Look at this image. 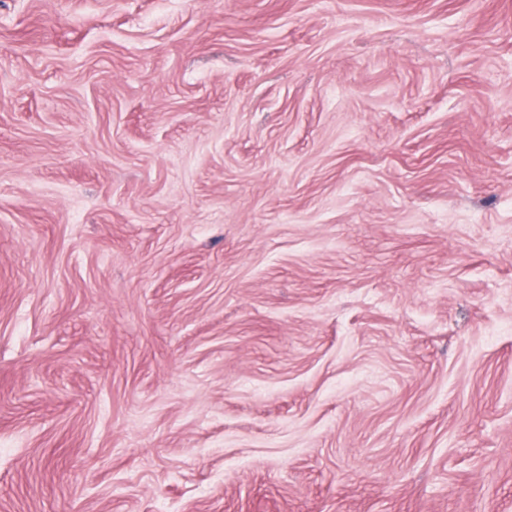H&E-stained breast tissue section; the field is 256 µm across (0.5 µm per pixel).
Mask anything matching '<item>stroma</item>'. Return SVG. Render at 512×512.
<instances>
[{
  "label": "stroma",
  "instance_id": "35a3bbf8",
  "mask_svg": "<svg viewBox=\"0 0 512 512\" xmlns=\"http://www.w3.org/2000/svg\"><path fill=\"white\" fill-rule=\"evenodd\" d=\"M0 512H512V0H0Z\"/></svg>",
  "mask_w": 512,
  "mask_h": 512
}]
</instances>
